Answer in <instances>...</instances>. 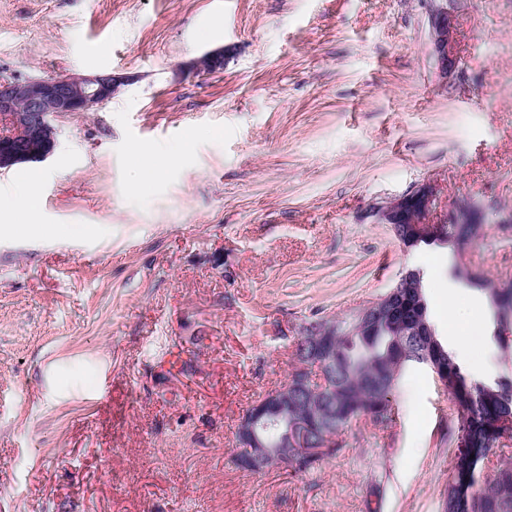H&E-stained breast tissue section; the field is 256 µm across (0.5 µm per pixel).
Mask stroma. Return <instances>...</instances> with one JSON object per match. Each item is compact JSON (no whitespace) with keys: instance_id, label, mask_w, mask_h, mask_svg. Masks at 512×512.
<instances>
[{"instance_id":"obj_1","label":"stroma","mask_w":512,"mask_h":512,"mask_svg":"<svg viewBox=\"0 0 512 512\" xmlns=\"http://www.w3.org/2000/svg\"><path fill=\"white\" fill-rule=\"evenodd\" d=\"M455 20L440 75L428 18ZM224 51V68H192ZM126 76L57 118L34 185L51 235L0 234V512H443L457 419L406 369L397 416L346 427L311 474L234 461L241 417L295 366L304 323L355 313L405 266L476 379L507 374L493 309L450 249L373 208L424 182L512 213V0H0V76ZM187 144L160 178L150 157ZM512 280V224L464 256ZM480 327L449 334L441 300Z\"/></svg>"}]
</instances>
